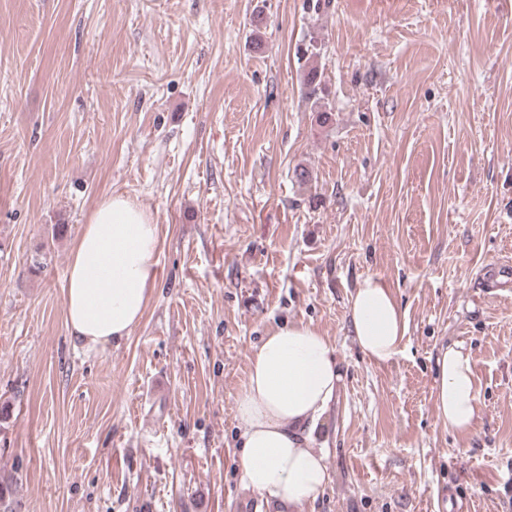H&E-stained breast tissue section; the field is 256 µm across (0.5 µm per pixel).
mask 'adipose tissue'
Masks as SVG:
<instances>
[{
    "mask_svg": "<svg viewBox=\"0 0 512 512\" xmlns=\"http://www.w3.org/2000/svg\"><path fill=\"white\" fill-rule=\"evenodd\" d=\"M159 227L140 205L115 194L89 215L71 248L62 288L70 336L88 347L130 336L157 288ZM353 336L370 359L390 360L407 322L389 288L366 278L351 298ZM437 416L449 429H472L478 403L474 361L463 349L438 359ZM340 370L327 336L302 323L271 329L249 357L235 401L239 431L236 466L243 487L272 512H307L331 480L311 432L334 400Z\"/></svg>",
    "mask_w": 512,
    "mask_h": 512,
    "instance_id": "ef3b65f1",
    "label": "adipose tissue"
}]
</instances>
